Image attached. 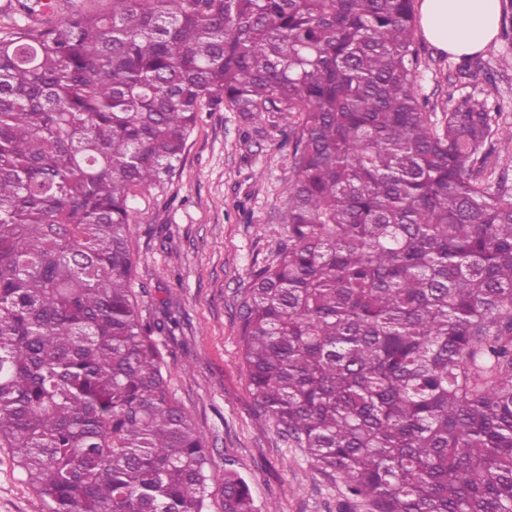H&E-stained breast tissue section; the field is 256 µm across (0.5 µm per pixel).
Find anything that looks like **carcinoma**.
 Masks as SVG:
<instances>
[{
	"mask_svg": "<svg viewBox=\"0 0 512 512\" xmlns=\"http://www.w3.org/2000/svg\"><path fill=\"white\" fill-rule=\"evenodd\" d=\"M15 0L0 36V448L47 512H205L206 439L128 226L203 112L284 127L274 260L240 305L256 407L371 512H512V151L415 89L413 0ZM224 512L257 509L224 470Z\"/></svg>",
	"mask_w": 512,
	"mask_h": 512,
	"instance_id": "carcinoma-1",
	"label": "carcinoma"
}]
</instances>
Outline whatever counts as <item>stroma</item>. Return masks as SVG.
<instances>
[{
  "label": "stroma",
  "mask_w": 512,
  "mask_h": 512,
  "mask_svg": "<svg viewBox=\"0 0 512 512\" xmlns=\"http://www.w3.org/2000/svg\"><path fill=\"white\" fill-rule=\"evenodd\" d=\"M501 2V29L491 47L475 54L474 78H459L460 57L417 36L415 88L436 109L445 108L452 92L486 95L498 105L500 122L512 123V0ZM281 139L266 118L247 122L223 109L203 113L174 176L140 199L129 226L142 315L172 321L171 331L157 338L169 387L208 442L206 512H224L229 463L262 508L338 512L345 500L341 480L318 471L257 410L241 357V298L253 268L274 255L291 176ZM0 512H46L4 448Z\"/></svg>",
  "instance_id": "1"
}]
</instances>
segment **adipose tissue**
<instances>
[{"mask_svg":"<svg viewBox=\"0 0 512 512\" xmlns=\"http://www.w3.org/2000/svg\"><path fill=\"white\" fill-rule=\"evenodd\" d=\"M501 0H421L420 24L425 38L440 51L474 55L498 34Z\"/></svg>","mask_w":512,"mask_h":512,"instance_id":"ef3b65f1","label":"adipose tissue"}]
</instances>
